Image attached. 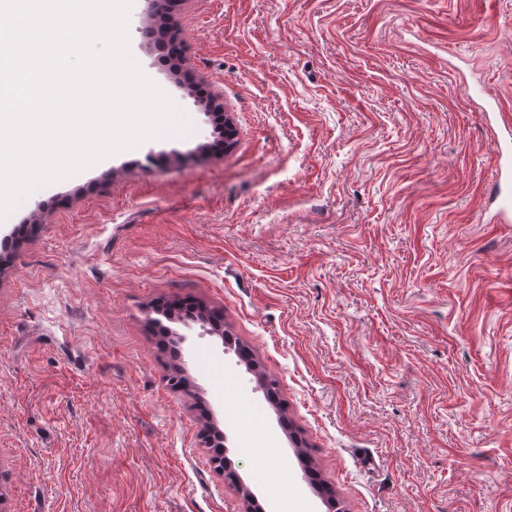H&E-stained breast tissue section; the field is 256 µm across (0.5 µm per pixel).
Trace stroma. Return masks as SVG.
Listing matches in <instances>:
<instances>
[{"mask_svg": "<svg viewBox=\"0 0 512 512\" xmlns=\"http://www.w3.org/2000/svg\"><path fill=\"white\" fill-rule=\"evenodd\" d=\"M190 119L0 220V512H512V0H176ZM222 314L171 389L153 307ZM279 384L278 406L222 334ZM270 447L278 486L257 481ZM496 182L490 196L497 203V210L491 216L493 224H509L512 221V157L501 154L496 160Z\"/></svg>", "mask_w": 512, "mask_h": 512, "instance_id": "obj_1", "label": "stroma"}]
</instances>
